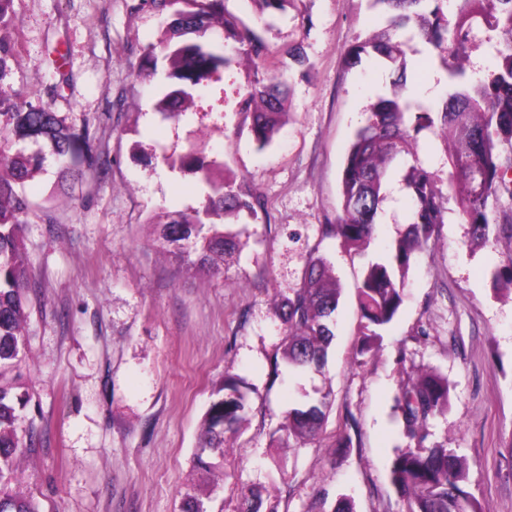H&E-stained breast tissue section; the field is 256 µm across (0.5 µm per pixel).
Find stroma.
Returning a JSON list of instances; mask_svg holds the SVG:
<instances>
[{
  "label": "stroma",
  "instance_id": "obj_1",
  "mask_svg": "<svg viewBox=\"0 0 512 512\" xmlns=\"http://www.w3.org/2000/svg\"><path fill=\"white\" fill-rule=\"evenodd\" d=\"M226 8L258 26L270 68L289 75L285 122L263 149L243 113L176 120L154 111L165 79L140 69L168 17L147 0H16L14 24L0 30L20 53L5 84L37 94L66 123H89L105 160L74 181L50 166L24 184L34 209L23 246L36 291L17 383L31 396L24 415L39 440L17 460V490L43 512H179L185 491L213 485L214 512H238L253 486L279 512H308L322 491L331 504L351 498L355 512H405L388 479L406 445L395 397L435 370L451 391L428 445L468 461L465 488L483 512H512V291L494 289L489 276L505 241L469 246L468 225L449 215L411 265L408 298L381 348L362 357L355 287L407 226L399 184L364 253L321 235L340 209L342 163L361 115L391 89L389 66L368 57L344 64L346 48L383 24L372 0H290L265 24L255 0ZM297 43L309 59L302 69L286 55ZM407 60L406 95L439 103L448 74L434 51L415 39ZM194 143L263 203L257 218L225 217L239 248L217 274L160 248L151 221L161 208L197 206L196 175L161 162ZM313 256L341 287L327 362L306 374L273 369L284 338L275 298L301 286ZM228 374L248 384L252 409L228 437L223 472L205 482L192 454L211 389ZM325 394L331 407L315 439L272 447L293 402ZM342 434L350 447H336Z\"/></svg>",
  "mask_w": 512,
  "mask_h": 512
}]
</instances>
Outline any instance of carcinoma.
Instances as JSON below:
<instances>
[{"label":"carcinoma","mask_w":512,"mask_h":512,"mask_svg":"<svg viewBox=\"0 0 512 512\" xmlns=\"http://www.w3.org/2000/svg\"><path fill=\"white\" fill-rule=\"evenodd\" d=\"M260 14L273 17L285 11L289 0H256ZM387 15L378 33L356 40L345 52L354 64L363 54L394 66L406 76V41L412 37L439 51L453 85L441 105H427L412 97L379 94L354 133L341 171V209L336 223L322 225V235L337 236L348 248L369 246L377 236L376 217L387 199V185L395 174L391 163L410 155L413 164L400 170V182L411 203V221L403 236L389 247V258L367 265L355 288L360 316L358 354L377 351L384 331L405 302L407 272L415 257L434 239L436 226L448 220V204L469 225V241L485 242L490 228L512 240V0H373ZM171 21L157 43L144 48V57L157 70L156 50L165 52L167 86L154 104L156 112L180 118L187 112L224 117V108L251 116L250 132L263 148L278 130L288 95L282 73L251 83L243 94L229 98L226 73L241 54L257 67L266 64L271 50L256 29L226 11L224 0H150ZM496 33L497 64L480 77L467 70V44L474 26ZM17 50L0 41V512H42L31 495L12 489L16 460L34 445L33 429L24 425L23 411L31 397L18 391L9 375L18 368L26 340V294L31 275L22 242L32 203L23 184L32 170L52 159L60 179L96 170L103 156L91 136L89 121L68 125L40 99L1 83ZM429 129L444 154L445 176L420 160L416 136ZM170 169L199 174L198 206L169 216L161 225L159 246L201 270L214 268L237 249L236 236L219 228L228 214L257 216L256 197L243 184L215 176L222 164L190 149L181 155H163ZM496 286L512 287V251L491 273ZM341 288L321 257H312L306 282L277 306L283 325V360L288 369L318 368L325 363L334 339L331 317ZM448 376L430 371L395 397L402 433L410 445L400 448L391 463L389 480L406 504V512H482L465 490L467 466L454 448L425 447L429 424L448 409ZM330 407L329 395L308 408H293L272 432L281 446L315 437ZM251 410L244 382L227 374L211 392L199 444L194 454L203 473L224 466L226 435L236 432ZM321 494L310 512H354L350 499L340 497L325 510ZM180 512H210L202 497L186 491ZM240 512H279V502L261 487L244 494Z\"/></svg>","instance_id":"carcinoma-1"}]
</instances>
